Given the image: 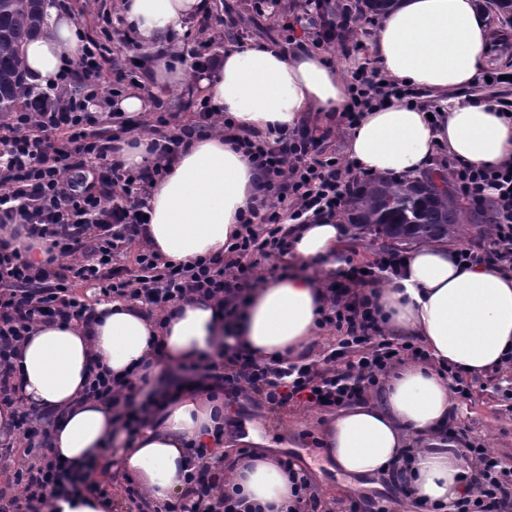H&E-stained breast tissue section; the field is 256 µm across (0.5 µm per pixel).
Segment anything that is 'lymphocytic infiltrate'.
<instances>
[{
  "instance_id": "1",
  "label": "lymphocytic infiltrate",
  "mask_w": 512,
  "mask_h": 512,
  "mask_svg": "<svg viewBox=\"0 0 512 512\" xmlns=\"http://www.w3.org/2000/svg\"><path fill=\"white\" fill-rule=\"evenodd\" d=\"M82 53L75 69L65 74L78 83V93L52 96L30 92L23 107L0 116V229L13 237L49 242L44 268L35 270L0 238V403H13L17 347L37 323L85 322L92 315L76 296V282L98 285L103 296L121 298L158 311L193 299L216 300L228 319L239 317L245 289L255 286L259 259L290 253V224H307L318 216L334 217L346 207L342 190L345 168L319 149L308 127L282 131L262 142L248 135L237 139L264 178V198L239 219L240 225L224 254L184 263L163 261L143 249L137 270L124 263L119 247L140 239L145 223L144 196L152 179L149 169L131 170L114 156L115 144L134 126L121 112H93L99 94L119 96L103 76L106 47L80 31ZM351 106L345 114L354 126L369 108L403 100L410 89L382 82L376 72L350 76ZM219 114L208 99L196 105L192 119L156 113L162 134L153 152L168 156L192 140L218 130ZM448 175L459 194L475 208L491 207L492 226L481 243L464 242L456 249L461 264L512 271V162L497 166L450 164ZM406 256L383 251L373 260L349 264L326 286L327 299L319 328L335 331L336 345L321 359L263 360L235 347L221 348L216 359L181 365L191 382L212 381L225 400L253 392L270 414L291 408L323 410L350 405L397 363L425 360L414 343L387 337L386 321L368 294L384 274L397 272ZM88 394L112 406V419L135 436L143 412L130 383L106 370L91 374ZM49 422L23 411L18 430L26 443L29 464L13 474L14 494L0 491V512H42L61 493L104 494L103 484L88 465L62 468L49 456ZM463 450L479 465L467 480L455 512H506L512 505V478L498 474L499 462L483 444L463 440ZM202 465L188 477V487L169 512H240L241 503L226 490L227 477L207 456L215 448L194 446Z\"/></svg>"
}]
</instances>
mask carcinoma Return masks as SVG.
Returning a JSON list of instances; mask_svg holds the SVG:
<instances>
[{"label":"carcinoma","instance_id":"1","mask_svg":"<svg viewBox=\"0 0 512 512\" xmlns=\"http://www.w3.org/2000/svg\"><path fill=\"white\" fill-rule=\"evenodd\" d=\"M44 0H0V114L25 100L23 46L45 28ZM347 219L366 228L391 249L414 244L454 242L463 225L477 221L433 178L402 180L374 177L350 193Z\"/></svg>","mask_w":512,"mask_h":512}]
</instances>
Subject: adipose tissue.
Instances as JSON below:
<instances>
[{"label": "adipose tissue", "mask_w": 512, "mask_h": 512, "mask_svg": "<svg viewBox=\"0 0 512 512\" xmlns=\"http://www.w3.org/2000/svg\"><path fill=\"white\" fill-rule=\"evenodd\" d=\"M117 8L134 30L155 83L200 90L231 124L229 131L197 139L169 157L145 197L150 222L144 242L175 263L224 253L240 213L261 195V177L238 149V136L264 141L297 128L307 113L340 111L346 85L322 54L261 40L225 49L207 72L188 74L177 49L204 0H119ZM78 31L73 13L50 10L47 28L24 48L31 83L59 84L81 55ZM488 39L478 0H399L381 15L372 52L393 80L447 92L479 81ZM441 113L435 122L413 103L373 107L351 130L348 156L369 174L414 178L430 175L443 150L468 164L512 161V122L499 103L450 99ZM350 233L349 225L332 218L295 227L298 269L253 288L241 319L230 326L222 309L205 300L178 304L162 320L136 304L112 300L94 306L90 323L34 327L14 360L17 401L0 403V432L12 426L18 407L50 415L54 459L69 467L114 456L150 505L161 510L176 503L193 469L191 444L212 443L224 428L223 394L203 385L182 390L145 410L130 439L113 423L111 406L88 397L93 367L147 391L169 366L215 357L226 344L264 359L297 358L317 332L324 302L320 281L302 268L316 264L335 272ZM377 302L388 327L419 337L433 363L391 371L380 401L344 409L322 444L340 473L370 480L403 471V485L417 500L454 512L466 476L459 449L453 443L427 445L451 412L448 382L438 370L452 365L481 376L512 355V273L467 267L447 244H424L396 276L381 282ZM228 478L249 512H286L293 500L288 475L269 452L233 462Z\"/></svg>", "instance_id": "obj_1"}]
</instances>
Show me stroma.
<instances>
[{"mask_svg":"<svg viewBox=\"0 0 512 512\" xmlns=\"http://www.w3.org/2000/svg\"><path fill=\"white\" fill-rule=\"evenodd\" d=\"M265 7L262 0H210V10L203 18L189 21L183 37L184 53H191L206 42L214 29H222L224 42L239 46L253 39L287 43L289 38L314 46L321 20L305 6L304 0H274ZM338 18L347 20L344 42L320 48L336 66L341 78H349L360 67L373 68L369 44L376 34L377 16L360 10L361 0H324ZM310 130L324 139L327 153L347 162V140L340 113H321L309 123ZM471 398L454 399V428L465 432L468 439L490 448L503 467L512 470V371L492 373L476 378ZM337 415L336 410H298L276 418L247 397H239L226 405L225 416L236 423L234 433L225 435L226 453L238 455L249 430H256L266 441L269 452L289 456L306 469L308 477L333 512H343L353 486L346 476L330 470L322 448L310 439L321 436L326 425Z\"/></svg>","mask_w":512,"mask_h":512,"instance_id":"stroma-1","label":"stroma"}]
</instances>
